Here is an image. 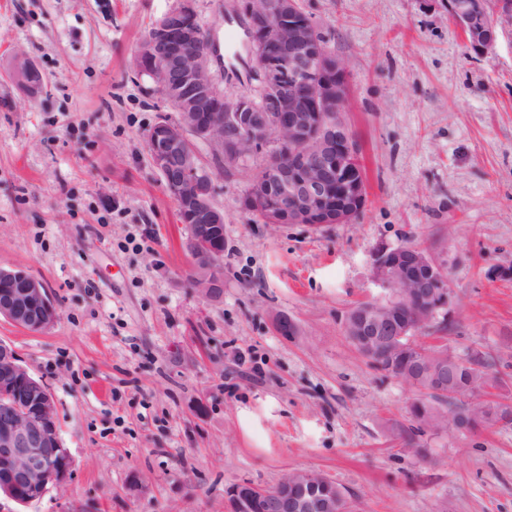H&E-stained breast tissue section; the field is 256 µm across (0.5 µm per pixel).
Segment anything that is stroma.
Masks as SVG:
<instances>
[{
    "label": "stroma",
    "mask_w": 512,
    "mask_h": 512,
    "mask_svg": "<svg viewBox=\"0 0 512 512\" xmlns=\"http://www.w3.org/2000/svg\"><path fill=\"white\" fill-rule=\"evenodd\" d=\"M174 4L0 0V268L58 310L40 332L0 317V341L50 386L72 458L61 487L0 512H224L229 485L303 469L355 512H512V426L408 439L416 392L344 330L381 293L374 253L421 244L453 301L419 343L487 358L493 399L512 400V26L477 54L444 0H300L348 65L366 203L346 224H265L243 205L265 155L223 170L208 294L145 143L178 114L134 68ZM195 9L217 42L239 33L241 0ZM18 52L38 98L9 76Z\"/></svg>",
    "instance_id": "stroma-1"
}]
</instances>
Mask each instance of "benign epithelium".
I'll use <instances>...</instances> for the list:
<instances>
[{
  "mask_svg": "<svg viewBox=\"0 0 512 512\" xmlns=\"http://www.w3.org/2000/svg\"><path fill=\"white\" fill-rule=\"evenodd\" d=\"M448 17L474 52L489 49L499 21L512 23L508 0H446ZM248 20L254 92L224 97L212 63L217 46L200 23L193 0H178L157 19L135 51L139 76L151 81L162 100L179 114L161 120L146 135V148L163 187L187 229L184 248L192 259L193 283L207 293L220 287L224 270V212L215 206L214 172L205 170L195 144L210 150L218 168L233 167L268 151L244 197L251 212L272 224H345L363 209L366 188L359 145L345 121L350 109L346 64L319 37L297 0H244ZM11 79L35 98L43 92L40 70L15 55ZM371 279L385 294L353 306L345 332L360 354L387 358L385 372L407 385L429 378L432 392L458 394L456 376L466 366L444 348L438 362L419 359L411 377L395 367L394 357L420 350L415 338L451 302L447 268L417 245L378 250ZM0 316L35 331L58 317L46 285L24 270L0 268ZM0 486L12 501L31 505L63 484L71 457L57 425V402L49 385L33 377L10 346L0 342ZM486 385H471L466 403L446 416L448 429L468 431L475 414L489 402ZM293 485L284 475L273 488L248 481L231 486L224 512H352L336 489L318 493L314 472Z\"/></svg>",
  "mask_w": 512,
  "mask_h": 512,
  "instance_id": "benign-epithelium-1",
  "label": "benign epithelium"
}]
</instances>
